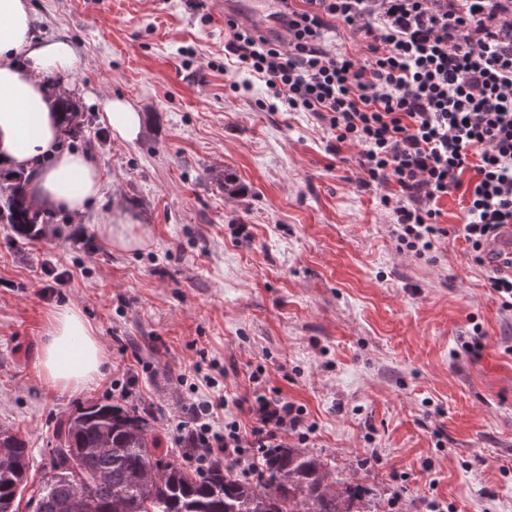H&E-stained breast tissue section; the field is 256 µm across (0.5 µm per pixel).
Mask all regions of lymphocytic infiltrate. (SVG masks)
Masks as SVG:
<instances>
[{
  "mask_svg": "<svg viewBox=\"0 0 512 512\" xmlns=\"http://www.w3.org/2000/svg\"><path fill=\"white\" fill-rule=\"evenodd\" d=\"M224 68L263 83L260 106L308 112L333 151L356 147L357 186L389 211L398 249L430 257L448 234L462 236L475 263L500 226L512 224V12L487 0H284L264 31L224 17ZM345 28L360 54L337 44ZM463 192L455 228L442 227L439 199ZM224 400L192 406L200 456L269 448L303 420L295 404L254 394L223 431L212 421Z\"/></svg>",
  "mask_w": 512,
  "mask_h": 512,
  "instance_id": "lymphocytic-infiltrate-1",
  "label": "lymphocytic infiltrate"
}]
</instances>
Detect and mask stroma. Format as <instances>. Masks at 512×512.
<instances>
[{
	"label": "stroma",
	"mask_w": 512,
	"mask_h": 512,
	"mask_svg": "<svg viewBox=\"0 0 512 512\" xmlns=\"http://www.w3.org/2000/svg\"><path fill=\"white\" fill-rule=\"evenodd\" d=\"M28 4L37 34L77 50L91 123L63 145L93 148L104 177L86 223L58 214L40 242L0 229V426L26 439L30 481L57 419L120 388L153 410L161 455L196 395L226 396L220 431L250 425L236 402L257 390L303 411L305 436L280 444L321 454L385 512H512V315L465 240L441 239L430 261L398 251L376 193L356 185L354 147L331 151L311 113L261 110V86L231 92L217 0ZM110 96L142 112L135 143L100 123ZM224 174L242 196L225 195ZM118 210L148 228L146 246L99 237ZM49 262L73 277L45 294ZM64 306L106 359L78 392L37 369Z\"/></svg>",
	"instance_id": "35a3bbf8"
}]
</instances>
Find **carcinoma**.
I'll list each match as a JSON object with an SVG mask.
<instances>
[{
	"instance_id": "cac0c4a2",
	"label": "carcinoma",
	"mask_w": 512,
	"mask_h": 512,
	"mask_svg": "<svg viewBox=\"0 0 512 512\" xmlns=\"http://www.w3.org/2000/svg\"><path fill=\"white\" fill-rule=\"evenodd\" d=\"M69 134L78 138L90 118L62 101ZM22 170L0 177V224L38 239L44 213L28 200ZM153 417L120 400L92 403L59 420L48 476L31 499L37 512H379L359 485L335 479L321 456L306 448H261L236 469L214 457L194 470L155 453ZM0 512H18L28 484L26 439L0 427Z\"/></svg>"
}]
</instances>
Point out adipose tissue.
Returning <instances> with one entry per match:
<instances>
[{
    "label": "adipose tissue",
    "mask_w": 512,
    "mask_h": 512,
    "mask_svg": "<svg viewBox=\"0 0 512 512\" xmlns=\"http://www.w3.org/2000/svg\"><path fill=\"white\" fill-rule=\"evenodd\" d=\"M77 63L67 38L35 34L27 0H0V165L30 173L34 207L68 214L78 223L102 196V172L92 150L62 146L65 123L56 98L73 95V85L54 90L46 81L70 73ZM100 120L125 143L135 142L142 131L141 112L123 98L104 99ZM98 232L119 250L139 247L146 235L121 211L99 224ZM103 363L102 346L81 311L73 306L57 311L39 361L43 380L76 390L98 377Z\"/></svg>",
    "instance_id": "ef3b65f1"
}]
</instances>
